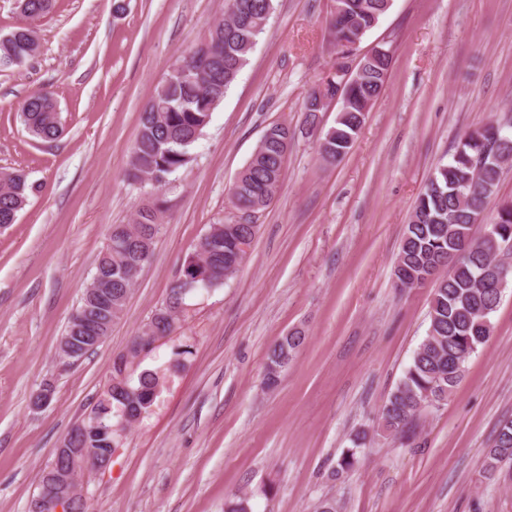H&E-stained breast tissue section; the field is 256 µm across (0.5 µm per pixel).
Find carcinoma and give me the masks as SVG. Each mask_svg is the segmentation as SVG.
Returning a JSON list of instances; mask_svg holds the SVG:
<instances>
[{
	"label": "carcinoma",
	"instance_id": "carcinoma-1",
	"mask_svg": "<svg viewBox=\"0 0 512 512\" xmlns=\"http://www.w3.org/2000/svg\"><path fill=\"white\" fill-rule=\"evenodd\" d=\"M54 0H27L22 22L0 36V68L20 67L39 49L32 21L51 12ZM390 7V0H336L329 19L330 35L338 52L352 39L362 40ZM274 0H224V14L231 24L216 22L190 50L187 60L201 70L202 78L191 81L172 67L155 89L139 118V135L132 151L129 177L162 186L169 176L187 166L192 149L203 135L212 112L247 64L252 41L264 32ZM390 52L376 49L358 82L342 90L336 123L320 138L319 156L328 164L340 161L351 147L383 86L391 67ZM340 78L324 81L312 89L303 103L304 124L316 129L322 99L333 97ZM19 119L28 133L41 141L57 139L62 124L54 97L48 92L29 95ZM293 140L286 124L266 129L248 164L231 187L230 203L245 213L265 209L283 178L284 160ZM512 161V132L490 121L467 134L447 163L436 167L419 195L403 234L395 262L397 282L406 288L434 276L428 334L415 351L399 383L379 412L383 432L402 439L414 431L420 415L419 403L448 398L461 380L465 363L484 345L493 331L491 316L501 301L495 287L497 259L502 247L512 243V205H503L491 220L494 236L472 235L500 174ZM34 190L23 169L0 172V229L15 223L29 192ZM163 209L153 203L140 207L130 224L110 226L99 252L95 272L80 304L69 318L64 335L89 320L100 335L108 337L120 318L128 296L147 264L162 231ZM256 224H211L193 251L185 256L180 276L165 302L149 322L130 340L120 361H112V375L119 363L135 356L145 337L164 332L177 321L186 298L195 291L196 278L211 289L221 288L235 277L247 252L239 240L254 238ZM305 341L294 330L279 338L270 349L264 366V384L277 386L282 373ZM154 372L128 373V390L102 395L82 424L87 435L77 437L75 446L104 453L112 418L123 408L135 417L147 412L154 402ZM367 433L354 435L353 447L342 453L334 474L357 464V448ZM489 469L512 463V420L503 421L489 450Z\"/></svg>",
	"mask_w": 512,
	"mask_h": 512
}]
</instances>
